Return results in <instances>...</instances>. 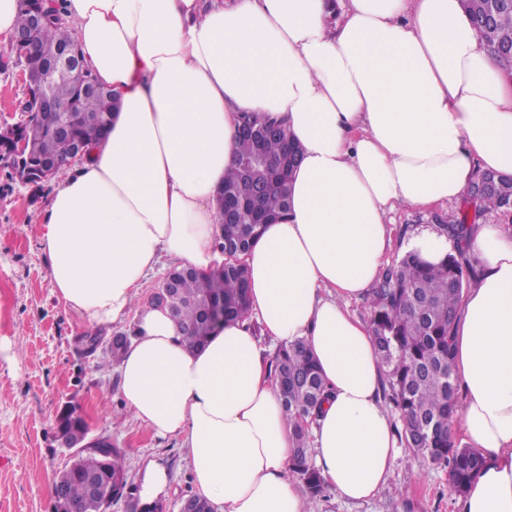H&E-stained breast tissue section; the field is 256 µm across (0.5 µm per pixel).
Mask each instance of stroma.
Returning <instances> with one entry per match:
<instances>
[{
  "label": "stroma",
  "mask_w": 512,
  "mask_h": 512,
  "mask_svg": "<svg viewBox=\"0 0 512 512\" xmlns=\"http://www.w3.org/2000/svg\"><path fill=\"white\" fill-rule=\"evenodd\" d=\"M25 96L19 71L10 64L8 41L0 36V120H20ZM52 186L36 189L0 175V512H52L51 488L74 460L56 433L61 407L80 408L90 437L110 438L125 452L127 481L138 485L146 462L164 466L168 492L157 505L178 512L192 494L190 462L179 438L154 436L123 405L111 343L133 336L134 317L102 326L78 325L53 293L41 249L42 209ZM452 202L433 212L399 210L392 226L390 258L404 254L412 234L447 223L458 212ZM96 345H89V337ZM455 512L456 493L446 469L401 449L382 491L353 504L334 492L307 500L308 512Z\"/></svg>",
  "instance_id": "35a3bbf8"
}]
</instances>
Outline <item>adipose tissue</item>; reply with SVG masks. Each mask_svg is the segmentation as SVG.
<instances>
[{
	"mask_svg": "<svg viewBox=\"0 0 512 512\" xmlns=\"http://www.w3.org/2000/svg\"><path fill=\"white\" fill-rule=\"evenodd\" d=\"M120 108L67 166L44 211L58 300L84 325L136 317L118 391L156 435L180 438L215 512H307L266 341L305 338L328 388L311 427L337 497H375L398 457L369 321L351 311L388 261V214L457 200L512 174V75L462 0H58ZM300 145L291 206L242 257L248 319L187 347L136 299L161 259L224 263L216 196L242 113ZM476 285L453 326L461 407L449 432L485 464L459 512H512V233L474 227Z\"/></svg>",
	"mask_w": 512,
	"mask_h": 512,
	"instance_id": "obj_1",
	"label": "adipose tissue"
}]
</instances>
